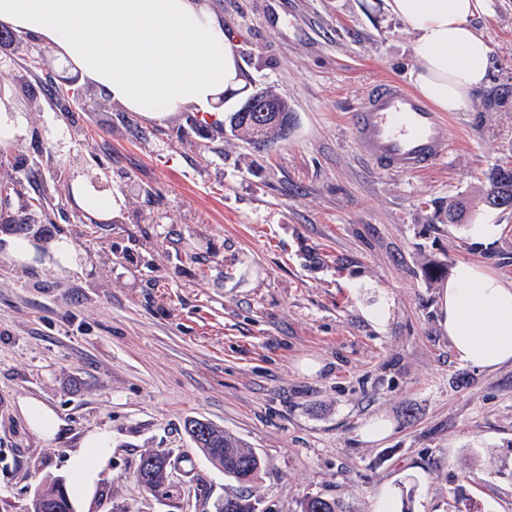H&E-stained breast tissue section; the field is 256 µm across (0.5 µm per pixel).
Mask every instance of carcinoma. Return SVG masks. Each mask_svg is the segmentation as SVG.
Here are the masks:
<instances>
[{
    "instance_id": "obj_1",
    "label": "carcinoma",
    "mask_w": 512,
    "mask_h": 512,
    "mask_svg": "<svg viewBox=\"0 0 512 512\" xmlns=\"http://www.w3.org/2000/svg\"><path fill=\"white\" fill-rule=\"evenodd\" d=\"M292 113L284 115L282 124L266 128L258 134L245 122L239 112H232L229 124L230 133L244 139L253 148L265 150L271 148L278 140L288 136ZM490 188L482 202L492 208L512 207V168L499 167L488 176ZM185 431L201 452L215 465L224 469V476L244 486L257 476L262 467L261 457L240 439L224 428L208 421L189 419L185 422ZM42 500H31L23 507V512H74L72 503L66 494L54 490L40 494ZM216 512H254L252 498L242 493L229 494L216 507Z\"/></svg>"
}]
</instances>
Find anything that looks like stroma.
Segmentation results:
<instances>
[{
	"instance_id": "stroma-1",
	"label": "stroma",
	"mask_w": 512,
	"mask_h": 512,
	"mask_svg": "<svg viewBox=\"0 0 512 512\" xmlns=\"http://www.w3.org/2000/svg\"><path fill=\"white\" fill-rule=\"evenodd\" d=\"M209 4L248 90L272 88L292 109L271 149L198 112H128L36 40L0 48V104L27 130L0 156V179L22 184L0 199V235L28 217L39 229L32 261L0 256V512L68 480L94 431L111 435L112 459L75 512H215L238 485L194 447L189 418L262 458L250 487L260 512H300L310 496L375 512L388 491L404 512H512V364L461 363L440 324L457 264L512 286V208L480 203L489 171L512 166V0L478 20L490 83L472 111L446 114L448 156L418 174L375 170L350 123L367 90L408 83L415 63L385 0ZM78 181L121 200L112 220L74 203ZM459 198L471 218L438 219ZM483 217L490 240L478 244ZM62 236L77 268L46 259ZM26 399L53 410L52 437L30 429ZM373 418L393 430L363 441ZM147 453L170 461L167 497L135 478Z\"/></svg>"
}]
</instances>
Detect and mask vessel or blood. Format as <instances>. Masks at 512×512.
<instances>
[{
	"label": "vessel or blood",
	"instance_id": "obj_1",
	"mask_svg": "<svg viewBox=\"0 0 512 512\" xmlns=\"http://www.w3.org/2000/svg\"><path fill=\"white\" fill-rule=\"evenodd\" d=\"M351 124L362 155L384 172H423L450 150L439 114L396 81L373 88Z\"/></svg>",
	"mask_w": 512,
	"mask_h": 512
}]
</instances>
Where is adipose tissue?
<instances>
[{
	"mask_svg": "<svg viewBox=\"0 0 512 512\" xmlns=\"http://www.w3.org/2000/svg\"><path fill=\"white\" fill-rule=\"evenodd\" d=\"M387 7L415 36L416 92L438 111H471L491 74V48L474 25L487 0ZM0 24L54 47L85 82L148 119L244 92L232 38L206 0H0ZM441 315L459 361L488 369L512 362V287L494 272L458 264ZM111 457L110 434H89L72 457L71 493L91 500Z\"/></svg>",
	"mask_w": 512,
	"mask_h": 512,
	"instance_id": "obj_1",
	"label": "adipose tissue"
}]
</instances>
